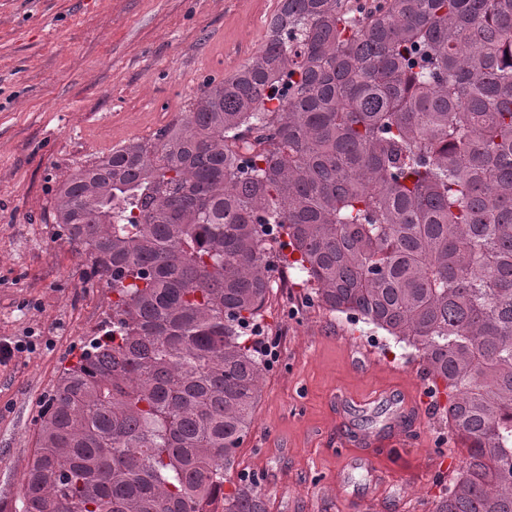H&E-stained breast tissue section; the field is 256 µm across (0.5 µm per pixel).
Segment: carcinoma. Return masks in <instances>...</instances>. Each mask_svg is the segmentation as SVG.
Here are the masks:
<instances>
[{
    "instance_id": "carcinoma-1",
    "label": "carcinoma",
    "mask_w": 512,
    "mask_h": 512,
    "mask_svg": "<svg viewBox=\"0 0 512 512\" xmlns=\"http://www.w3.org/2000/svg\"><path fill=\"white\" fill-rule=\"evenodd\" d=\"M55 223L112 288L22 512H269L238 465L270 243L412 346L468 449L435 512H512V0H280L179 121L72 173Z\"/></svg>"
}]
</instances>
